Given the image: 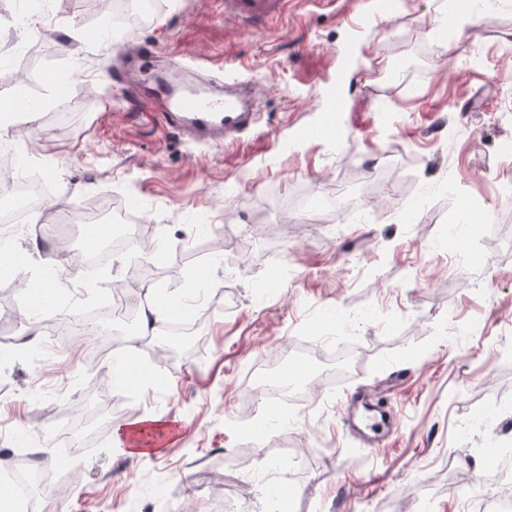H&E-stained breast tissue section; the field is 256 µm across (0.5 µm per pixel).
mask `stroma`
<instances>
[{
    "label": "stroma",
    "instance_id": "stroma-1",
    "mask_svg": "<svg viewBox=\"0 0 512 512\" xmlns=\"http://www.w3.org/2000/svg\"><path fill=\"white\" fill-rule=\"evenodd\" d=\"M447 2L400 0L356 34L345 17H365L366 0H291L252 33L224 0H159L117 33L81 0L24 30L8 21L21 0H0V95L24 77L39 114L8 127L0 159L31 150L52 194L41 211L63 229L35 248L28 224L0 223L1 243L35 250L0 277V323L13 328L0 450L46 474L45 512H219L228 489L266 512L278 483L286 512H467L487 493L471 475L494 471L512 443V0H469L462 28L440 17ZM142 40L160 73L172 57L248 66L256 129L227 149L146 122L113 71ZM335 91L346 104L335 136L299 138ZM336 191L340 210L297 220L299 196ZM110 194L139 217L148 251L111 254L85 290L71 278L85 228L61 211ZM48 263L58 303L31 338L25 284ZM116 284L133 315L150 287L200 322L189 354L139 355L150 374L133 389L114 386L112 356L92 360L63 334L108 309ZM297 342L354 345L360 361L302 409L246 415L247 365ZM400 370L410 380L382 396L393 425L365 447L345 395ZM89 392L117 398L125 423L177 421L176 442L150 459L116 455L108 429L79 454L44 447L56 413Z\"/></svg>",
    "mask_w": 512,
    "mask_h": 512
}]
</instances>
